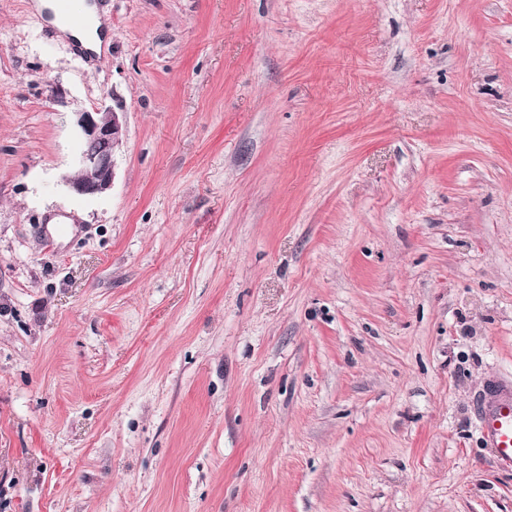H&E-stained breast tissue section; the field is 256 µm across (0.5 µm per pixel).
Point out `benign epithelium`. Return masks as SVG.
<instances>
[{
  "label": "benign epithelium",
  "instance_id": "7a95c632",
  "mask_svg": "<svg viewBox=\"0 0 512 512\" xmlns=\"http://www.w3.org/2000/svg\"><path fill=\"white\" fill-rule=\"evenodd\" d=\"M76 162L86 176L65 180L68 190L80 197H95L112 188L117 156L123 143V113L108 108L78 112Z\"/></svg>",
  "mask_w": 512,
  "mask_h": 512
}]
</instances>
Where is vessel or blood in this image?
<instances>
[{
	"mask_svg": "<svg viewBox=\"0 0 512 512\" xmlns=\"http://www.w3.org/2000/svg\"><path fill=\"white\" fill-rule=\"evenodd\" d=\"M53 11L69 27L80 29L87 23L88 0H52ZM480 430L486 446L497 459L512 466V384L491 383L476 404Z\"/></svg>",
	"mask_w": 512,
	"mask_h": 512,
	"instance_id": "b4317fda",
	"label": "vessel or blood"
}]
</instances>
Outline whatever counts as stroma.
<instances>
[{"instance_id":"1","label":"stroma","mask_w":512,"mask_h":512,"mask_svg":"<svg viewBox=\"0 0 512 512\" xmlns=\"http://www.w3.org/2000/svg\"><path fill=\"white\" fill-rule=\"evenodd\" d=\"M0 0V512H512V0ZM123 112L111 190L73 116ZM100 0H52L53 12L63 20L67 25L58 21L55 17L49 19V23L53 25L63 37H71L80 42L84 48L96 54H100L103 46L104 22L98 14L96 6H86ZM90 18L89 25L83 30L87 23V14ZM71 27V28H70ZM73 28V29H72ZM480 430L487 448L512 466V384L491 383L476 404Z\"/></svg>"}]
</instances>
